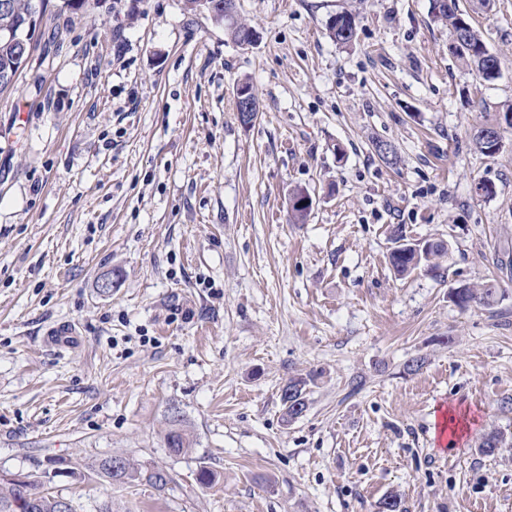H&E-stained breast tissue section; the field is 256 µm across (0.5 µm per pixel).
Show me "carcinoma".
I'll list each match as a JSON object with an SVG mask.
<instances>
[{
  "mask_svg": "<svg viewBox=\"0 0 512 512\" xmlns=\"http://www.w3.org/2000/svg\"><path fill=\"white\" fill-rule=\"evenodd\" d=\"M44 5L46 0H7L5 7H0V90L14 83L21 64L27 62L31 48L23 46L17 39L24 38L27 18ZM432 13L436 19L447 23L452 35L455 36L462 30L467 32L466 45L461 49H454V54L483 77H495L496 73L491 71L490 65L492 53L467 16L459 9L458 0H432ZM210 19L218 25L227 26L234 43L240 46L248 43L249 29L247 25L234 20L233 13L226 14L221 11L210 16ZM328 30L334 41L347 45L357 35L355 18L348 12L338 13L330 18ZM447 254V244L442 240L425 241L421 245L408 242L404 228L399 225L394 230L389 261L395 273L402 276L422 263ZM453 298L460 306L478 303L491 309L499 303L501 296L497 288L487 284L482 288H457L453 292ZM312 381L313 376L310 374L293 377L281 388L280 401L287 419H296L306 411L307 387ZM165 443L174 454L184 452L191 445L189 434L183 428L179 415L175 413L172 414ZM140 479L146 480L158 491L165 490L171 482L170 475L163 469L142 470L130 461H125L124 475L120 482L125 484ZM38 485L39 477L34 474L26 475L23 481L0 477V512H61V497L38 490Z\"/></svg>",
  "mask_w": 512,
  "mask_h": 512,
  "instance_id": "1",
  "label": "carcinoma"
}]
</instances>
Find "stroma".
<instances>
[{"mask_svg": "<svg viewBox=\"0 0 512 512\" xmlns=\"http://www.w3.org/2000/svg\"><path fill=\"white\" fill-rule=\"evenodd\" d=\"M184 2L49 0L0 91V472L44 476L76 512H378L391 494L403 512H512V129L493 156L472 142L512 108V0H459L491 79L431 0H234L247 46ZM341 12L347 46L327 31ZM398 225L447 258L395 275ZM488 282L497 307L455 303ZM61 323L73 347L48 341ZM312 371L286 420L281 387ZM441 407L466 418L450 446ZM493 429L507 442L483 453ZM112 455L172 480L90 472ZM76 462L85 481L52 476ZM432 13L437 20L445 22L451 31L452 37L462 30L467 32L466 45L461 49H454V54L467 66L485 78H493L500 71L498 57L490 53L477 30L473 28L467 16L459 9L457 0H432ZM494 56L498 64L497 72H492L491 57ZM327 27L331 38L342 45L351 43L357 35L355 18L348 12L338 13L330 18ZM165 443L170 452L174 454H181L190 447L192 441L189 434L183 428L179 415L175 412L172 414L170 420V429L165 435ZM123 457V456H121ZM125 461V469L123 478L118 480L120 483H129L131 481L145 479L150 485H152L156 490L162 491L165 490L166 486L171 482L170 475L163 469L153 468V469H139L135 468L131 462L123 457Z\"/></svg>", "mask_w": 512, "mask_h": 512, "instance_id": "stroma-1", "label": "stroma"}]
</instances>
